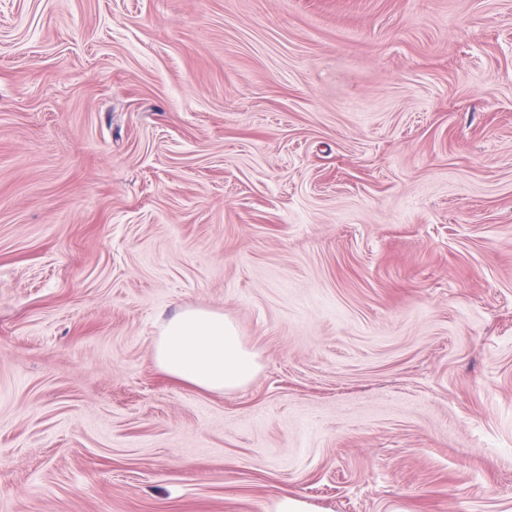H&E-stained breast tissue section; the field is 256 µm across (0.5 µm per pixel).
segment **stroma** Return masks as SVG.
<instances>
[{
	"label": "stroma",
	"instance_id": "35a3bbf8",
	"mask_svg": "<svg viewBox=\"0 0 512 512\" xmlns=\"http://www.w3.org/2000/svg\"><path fill=\"white\" fill-rule=\"evenodd\" d=\"M281 495L512 512V0H0V512ZM154 366L171 379L224 394L249 384L260 369L235 323L223 312L186 308L166 321L152 348Z\"/></svg>",
	"mask_w": 512,
	"mask_h": 512
}]
</instances>
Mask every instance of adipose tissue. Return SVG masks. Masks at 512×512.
<instances>
[{
	"mask_svg": "<svg viewBox=\"0 0 512 512\" xmlns=\"http://www.w3.org/2000/svg\"><path fill=\"white\" fill-rule=\"evenodd\" d=\"M154 366L171 379L209 393L238 390L260 369L235 323L223 312L187 308L166 321L152 348Z\"/></svg>",
	"mask_w": 512,
	"mask_h": 512,
	"instance_id": "ef3b65f1",
	"label": "adipose tissue"
}]
</instances>
